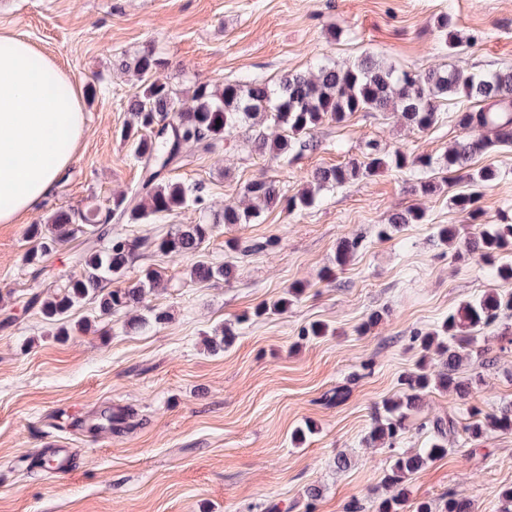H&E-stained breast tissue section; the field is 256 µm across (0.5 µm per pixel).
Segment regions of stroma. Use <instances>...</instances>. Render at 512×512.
<instances>
[{
    "label": "stroma",
    "instance_id": "1",
    "mask_svg": "<svg viewBox=\"0 0 512 512\" xmlns=\"http://www.w3.org/2000/svg\"><path fill=\"white\" fill-rule=\"evenodd\" d=\"M443 13L468 37L461 58L474 70L512 66V0H0V29L23 36L71 75L89 122L33 221L106 206L137 185L141 169L121 131L139 82L119 62L145 47L166 62L159 78L186 95L200 81H274L321 59L350 65L371 55L398 70L444 69L459 57L438 42L434 21ZM452 109L444 102L439 123L424 132L391 112L323 123L313 132L323 150L288 164L255 153L239 136L208 152L186 148L173 175L207 186L203 206L112 230L162 235L196 223L239 202L245 183L262 174L294 193L311 171L362 158L370 142L441 157L460 137ZM471 165L500 172L481 199L483 224H512V149L475 156ZM413 183L409 173L386 169L320 191L303 212L274 209L249 224L217 225L206 251L213 262H234L227 283L194 282L191 259L145 252L125 280L149 266L159 270L164 282L144 305L169 318L138 331L88 301L72 310L70 336H59L28 301L78 274L80 242L33 268L22 262L25 224H0V512H344L352 499L382 497L389 452L367 437L377 407L401 395L399 380L420 357L414 332L434 328L462 301L512 287L478 256L456 258L436 237L441 224H462L467 235L483 224L464 223L447 190L421 196ZM409 208L424 211L423 223L379 238L380 225ZM344 236L362 247L338 267ZM266 239L272 245L261 253L237 250ZM298 281L307 285L298 303L252 319L257 305ZM374 311L379 322L362 330ZM235 320L232 346L207 352L206 336ZM313 322L328 324L331 335L302 337ZM479 345L496 361L488 385L459 402L437 391L425 396L401 449L423 447L422 425L436 416L450 412L463 422L471 407L512 403V345L492 331ZM339 387L345 400L324 405V394ZM127 407L136 428L121 435L95 429L101 410ZM308 423L313 433L293 445V431ZM450 446L447 457L407 481L410 502L453 492L477 512H497L499 489L512 485V433L477 443L461 434ZM51 451L70 455L67 474L41 467ZM340 452L350 460L342 471L334 465ZM313 486L321 494L309 511Z\"/></svg>",
    "mask_w": 512,
    "mask_h": 512
}]
</instances>
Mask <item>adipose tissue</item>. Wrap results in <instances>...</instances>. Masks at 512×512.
<instances>
[{
	"label": "adipose tissue",
	"mask_w": 512,
	"mask_h": 512,
	"mask_svg": "<svg viewBox=\"0 0 512 512\" xmlns=\"http://www.w3.org/2000/svg\"><path fill=\"white\" fill-rule=\"evenodd\" d=\"M87 129L69 75L31 43L0 30V223L35 213Z\"/></svg>",
	"instance_id": "obj_1"
}]
</instances>
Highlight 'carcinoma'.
Wrapping results in <instances>:
<instances>
[{
  "instance_id": "cac0c4a2",
  "label": "carcinoma",
  "mask_w": 512,
  "mask_h": 512,
  "mask_svg": "<svg viewBox=\"0 0 512 512\" xmlns=\"http://www.w3.org/2000/svg\"><path fill=\"white\" fill-rule=\"evenodd\" d=\"M435 28L445 46L462 53L463 42L451 15H439ZM121 66L134 70L140 79L139 91L128 101L132 121L125 139L132 141L133 157L145 171L142 182L130 192L112 196V204L103 210H60L47 223L31 224L26 229L30 247L23 254V263L27 266L41 265L58 248L80 237L96 238V243L74 256L75 265L80 268L79 276L68 279L45 299L38 295L33 298V302L40 304L43 317L58 324L59 336L70 335L67 318L85 300L97 301L103 315L128 316L126 325L131 329L149 321L156 324L167 321V311L158 308L152 309L148 316L132 315L144 294L160 284L157 269H143L140 278L125 287H108L125 276L140 251L174 258L191 255L196 258L190 269L192 280L200 284L229 282L235 276L233 262L217 264L205 253L215 225L247 224L279 207L290 214L302 212L315 205L319 191L373 176L384 169L424 173L412 190L429 196L439 190V184L428 176L433 166H438L448 173V204L468 223L480 224L482 189L495 182L499 172L493 167L472 169L470 162L477 155L512 146V67L491 73L474 72L465 64L447 70L397 71L371 56L347 67L319 61L309 73H286L276 83L259 76L227 82L221 88L199 82L192 90V105L185 107L180 92L156 77L164 61L153 49L145 48L132 60L121 61ZM450 97L458 100L452 117L461 136L436 161L429 155H413L398 149L385 151L370 144L364 159L353 158L343 165L319 168L311 174L308 186L291 195L285 194L271 177L254 178L242 190L249 205L243 209L226 205L211 223L200 220L195 224H181L175 231L155 237L130 238L110 230L114 220L152 224L192 204H202V184L186 183L166 175L185 147L210 150L217 142L243 131L258 153L290 162L322 147L312 131L326 121L341 123L356 112H397L407 125L424 132L439 122L441 101ZM424 217L419 209H407L395 214L390 226L420 224ZM436 233L440 241L456 245L455 254L459 258L476 254L494 262L512 252V224H498L468 239L461 236L457 224H441ZM359 248L357 239H340L336 266L350 262ZM305 290V285L295 283L273 304L255 308L253 315L260 318L282 313ZM491 329L501 330V336L512 344L511 291H491L465 301L437 327L424 333L415 332L414 341L424 355L433 353L442 357L443 367L432 373L424 361H419L415 370L401 377L402 395L383 401L368 439L387 446L392 452L383 479L389 494L371 508L354 499L346 505L345 512H406L408 508L411 512H472L471 501L455 493L441 497L438 503L422 500L410 506L405 483L428 463L448 456V437L460 431L471 440L481 439L490 432L511 433V403L489 412L474 407L470 421L461 427L450 414L437 416L425 425L426 447L401 452L396 445L424 393L448 392L464 399L486 383L485 375L494 360L475 349V344L478 335ZM236 336L234 329L225 325L220 329V337L210 341L209 348L213 352L222 351L233 344ZM465 360L477 365L480 371L460 375ZM134 418L131 409L110 411L93 428H108L120 434L137 426Z\"/></svg>"
}]
</instances>
